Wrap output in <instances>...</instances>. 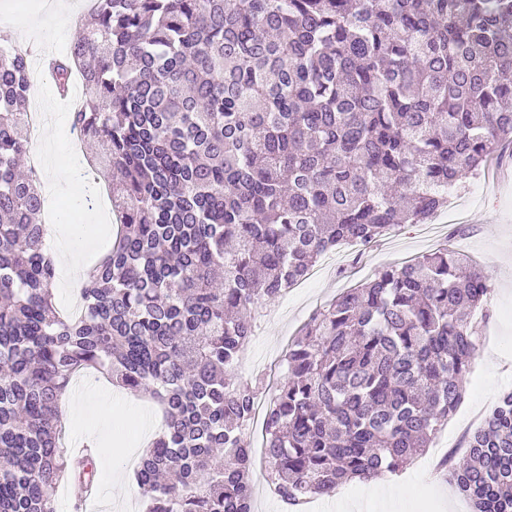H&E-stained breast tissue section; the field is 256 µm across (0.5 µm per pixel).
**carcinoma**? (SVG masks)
<instances>
[{
    "label": "carcinoma",
    "instance_id": "1",
    "mask_svg": "<svg viewBox=\"0 0 512 512\" xmlns=\"http://www.w3.org/2000/svg\"><path fill=\"white\" fill-rule=\"evenodd\" d=\"M28 52L0 48V512H56L97 486L64 446L63 391L106 376L161 406L134 473L146 512H253L237 374L256 315L347 242L427 224L512 140V0H94L50 58L105 147L112 238L53 304L26 116ZM491 288L447 248L316 311L283 355L263 429L289 507L403 471L463 402ZM446 463L472 512H512V392Z\"/></svg>",
    "mask_w": 512,
    "mask_h": 512
}]
</instances>
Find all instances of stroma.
I'll return each mask as SVG.
<instances>
[{
    "instance_id": "35a3bbf8",
    "label": "stroma",
    "mask_w": 512,
    "mask_h": 512,
    "mask_svg": "<svg viewBox=\"0 0 512 512\" xmlns=\"http://www.w3.org/2000/svg\"><path fill=\"white\" fill-rule=\"evenodd\" d=\"M76 27L69 17H60L53 37L37 27L18 34L20 44L34 48L38 55L60 53L69 46ZM490 160L479 174L465 179L454 192L447 211L428 224H404L380 238L367 250L344 245L324 255L317 273L307 276L288 293L269 305L258 323L240 368L244 379L258 374L278 375L285 346L310 315L343 291L355 287L377 271L400 264L432 250L451 247L474 259L487 275L492 291L487 299L489 315L480 320L477 334L485 345L479 352L466 382V395L456 413L439 433L434 447L426 449L401 474L385 481H353L339 487L335 496L319 497L307 512H337V503H352L367 495H385L394 489L404 512H460L464 498L448 485H436L435 461L448 453L464 455L461 441L472 430L480 413L490 411L502 394L512 391V176ZM113 413L143 420L144 429L115 427L97 407H90L82 426L63 422L64 442L75 447L81 435L100 444L96 463L100 472L101 512H145L142 498L121 499L112 493L114 466L124 469V481L134 486V471L139 455L137 443L149 442L158 434L162 411L147 397L112 393Z\"/></svg>"
}]
</instances>
